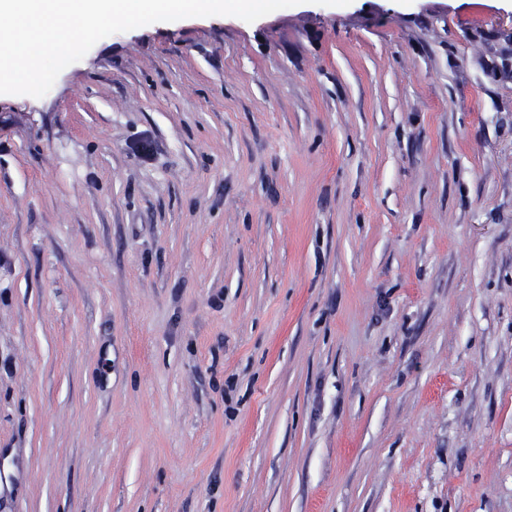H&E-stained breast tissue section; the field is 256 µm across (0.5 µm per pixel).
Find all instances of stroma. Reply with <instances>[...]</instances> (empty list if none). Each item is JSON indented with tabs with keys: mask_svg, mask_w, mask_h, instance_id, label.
I'll use <instances>...</instances> for the list:
<instances>
[{
	"mask_svg": "<svg viewBox=\"0 0 512 512\" xmlns=\"http://www.w3.org/2000/svg\"><path fill=\"white\" fill-rule=\"evenodd\" d=\"M0 512H512V0L0 94Z\"/></svg>",
	"mask_w": 512,
	"mask_h": 512,
	"instance_id": "obj_1",
	"label": "stroma"
}]
</instances>
